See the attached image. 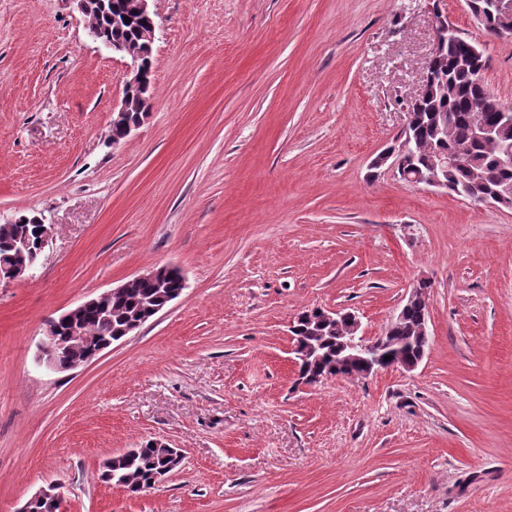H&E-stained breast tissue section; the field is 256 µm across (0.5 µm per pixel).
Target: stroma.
Returning a JSON list of instances; mask_svg holds the SVG:
<instances>
[{"label":"stroma","instance_id":"1","mask_svg":"<svg viewBox=\"0 0 512 512\" xmlns=\"http://www.w3.org/2000/svg\"><path fill=\"white\" fill-rule=\"evenodd\" d=\"M512 106V40L440 0ZM154 92L108 141L125 60L74 0H0V224L53 226L0 286V512L49 483L69 512H512V208L373 159L432 48L427 0H155ZM182 295L91 364L35 361L44 321L150 268ZM431 282L410 372L293 388L306 309L385 330ZM161 438L132 496L97 478ZM154 442L162 448H157L149 440L139 448H132L108 458L103 463L100 478L106 483L111 478L113 485L123 486L131 493L150 488L155 474L154 486L162 483L171 474L170 471L159 472L168 463L170 449L164 439H155Z\"/></svg>","mask_w":512,"mask_h":512}]
</instances>
